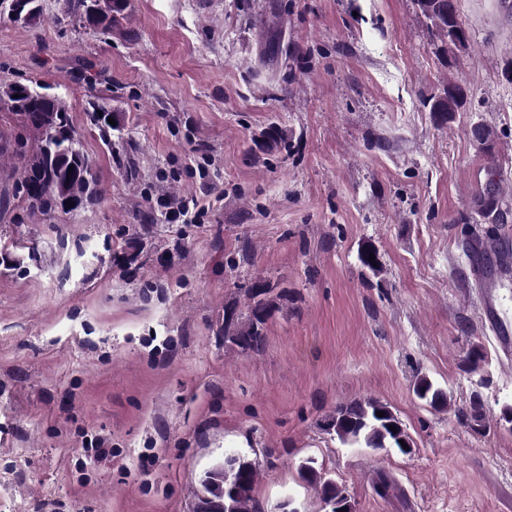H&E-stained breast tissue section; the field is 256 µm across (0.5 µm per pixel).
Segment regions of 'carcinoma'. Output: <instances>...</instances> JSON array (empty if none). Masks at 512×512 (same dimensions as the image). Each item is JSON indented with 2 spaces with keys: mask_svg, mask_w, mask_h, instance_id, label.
<instances>
[{
  "mask_svg": "<svg viewBox=\"0 0 512 512\" xmlns=\"http://www.w3.org/2000/svg\"><path fill=\"white\" fill-rule=\"evenodd\" d=\"M420 14L435 38V52L440 56L467 50L469 42L459 36L463 24L456 0H414ZM8 5V15L15 23L29 24L43 15V0H0ZM78 20L92 27L110 28L119 24L124 0H74ZM460 86L447 81L442 92L428 100L430 112L444 118L464 111L467 100L450 94ZM0 101L17 116L23 135L13 147L25 158L15 195L27 207L44 212L69 200L79 206L96 200V177L92 165L80 150V142L71 127L67 109L58 96L42 92L26 84L13 83L0 91ZM288 130L270 124L256 139L258 148L272 154L288 149ZM73 171H68V168ZM248 312L242 316L232 306L224 307V339L240 352L256 351L263 343L264 329L275 310L272 288L260 280L246 288ZM413 392L417 399L435 410L450 404L448 392L426 375H418ZM384 416H377V412ZM487 405L475 394L466 411V419L474 430L486 427ZM320 427L334 434L344 444L360 445L373 450L396 448L411 452V439L390 407L372 398L354 399L339 405L325 416ZM407 447H402V444ZM299 478L314 486L322 502H331L351 512V498L329 473L316 466L309 457L298 465ZM259 478V462L242 454L224 457V461L205 472L200 480L196 512H259L255 487Z\"/></svg>",
  "mask_w": 512,
  "mask_h": 512,
  "instance_id": "1",
  "label": "carcinoma"
}]
</instances>
